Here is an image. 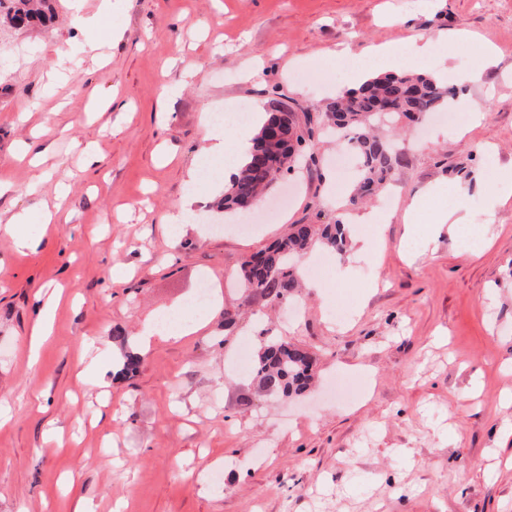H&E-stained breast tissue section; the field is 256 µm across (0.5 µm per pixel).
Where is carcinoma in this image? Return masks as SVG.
Masks as SVG:
<instances>
[{"instance_id":"1","label":"carcinoma","mask_w":512,"mask_h":512,"mask_svg":"<svg viewBox=\"0 0 512 512\" xmlns=\"http://www.w3.org/2000/svg\"><path fill=\"white\" fill-rule=\"evenodd\" d=\"M11 2L7 18L16 27L43 26L51 20L49 0ZM450 94L452 89L432 73L390 72L372 76L349 95L326 104L324 115L328 122L355 145L358 178L353 200L376 195L402 163L394 143V120H423L443 110ZM311 136V130L302 128L294 113L278 101L271 102L245 164L224 190L219 211L232 216L241 214L247 200L260 196L290 169ZM344 227L340 219L319 227L292 225L284 237L242 264L238 284L244 298H262L272 303L289 300L301 287L294 260L315 241L338 254L346 252ZM313 373L311 356L305 349L277 336H267L262 340L251 376L267 396L290 398L307 389Z\"/></svg>"}]
</instances>
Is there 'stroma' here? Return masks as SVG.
<instances>
[{"label":"stroma","mask_w":512,"mask_h":512,"mask_svg":"<svg viewBox=\"0 0 512 512\" xmlns=\"http://www.w3.org/2000/svg\"><path fill=\"white\" fill-rule=\"evenodd\" d=\"M98 6L52 0L54 21L31 28L0 12V173L14 185L0 217L30 210L27 231L44 235L24 253L0 234V512H73L81 498L92 512L119 501L125 512H512V438L496 439L512 422V203L488 206L512 168V0H110L97 29L84 27L77 13ZM431 33L470 37L424 65L448 83L479 45L496 50L456 89L486 103L471 132L399 129L403 163L384 201L365 204L336 180L345 141L315 130L258 220L206 221L218 195L202 163L224 159L203 150V112L275 99L317 114L344 70L326 65L312 83L300 59L342 51L360 63ZM88 143L102 157L89 169ZM462 176L471 216L488 220L478 258L470 226L429 230ZM433 184L444 190L409 233L404 213ZM188 193L200 220L172 233L162 216ZM54 205L58 222L42 230ZM370 212L368 252L308 279L296 317L224 292L291 225ZM203 279L216 297L196 312ZM57 290L53 334L30 358L34 297ZM175 310L201 328L143 348L144 324ZM267 329L315 355L305 396L267 400L232 368L239 344L258 353ZM128 350L142 364L117 377ZM342 377L355 393L331 395Z\"/></svg>","instance_id":"1"}]
</instances>
